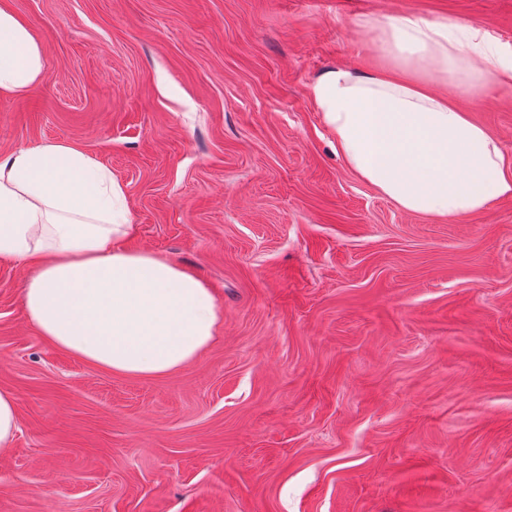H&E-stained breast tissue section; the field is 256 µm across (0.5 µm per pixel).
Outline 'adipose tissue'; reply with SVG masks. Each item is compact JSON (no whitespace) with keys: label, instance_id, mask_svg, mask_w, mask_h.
Returning <instances> with one entry per match:
<instances>
[{"label":"adipose tissue","instance_id":"adipose-tissue-1","mask_svg":"<svg viewBox=\"0 0 512 512\" xmlns=\"http://www.w3.org/2000/svg\"><path fill=\"white\" fill-rule=\"evenodd\" d=\"M369 25L383 65L332 68L312 87L348 169L399 209L431 218L512 199V162L496 138L432 81L449 72L486 91L512 83V48L411 14ZM46 74L41 41L0 0V97L26 96ZM133 232L123 184L80 146L48 141L0 156V257L30 267L22 293L37 334L112 373L153 378L193 361L220 313L198 276L127 248Z\"/></svg>","mask_w":512,"mask_h":512}]
</instances>
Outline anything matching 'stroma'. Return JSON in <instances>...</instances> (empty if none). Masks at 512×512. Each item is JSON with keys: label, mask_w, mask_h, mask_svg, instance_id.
Wrapping results in <instances>:
<instances>
[{"label": "stroma", "mask_w": 512, "mask_h": 512, "mask_svg": "<svg viewBox=\"0 0 512 512\" xmlns=\"http://www.w3.org/2000/svg\"><path fill=\"white\" fill-rule=\"evenodd\" d=\"M47 77L0 100V153L81 146L134 249L213 291L195 360L139 379L29 324L0 258V512H512V199L434 220L350 171L311 96L381 64L371 17L512 46V0H6ZM436 89L512 158V85ZM18 430L16 400L12 392L0 390V450L11 448Z\"/></svg>", "instance_id": "1"}]
</instances>
